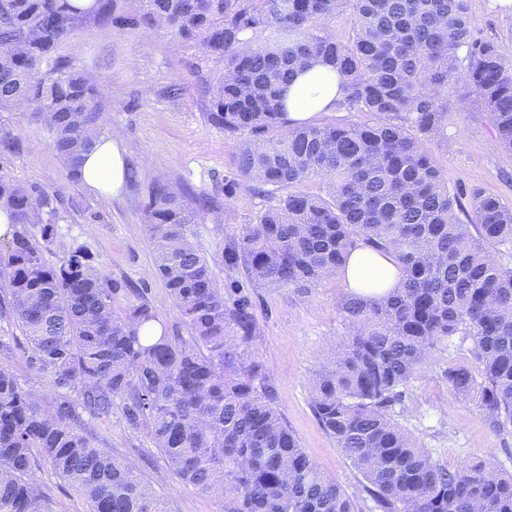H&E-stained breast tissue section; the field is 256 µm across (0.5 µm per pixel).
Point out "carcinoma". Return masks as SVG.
Here are the masks:
<instances>
[{
    "instance_id": "cac0c4a2",
    "label": "carcinoma",
    "mask_w": 512,
    "mask_h": 512,
    "mask_svg": "<svg viewBox=\"0 0 512 512\" xmlns=\"http://www.w3.org/2000/svg\"><path fill=\"white\" fill-rule=\"evenodd\" d=\"M354 19L348 35L328 24ZM87 19L104 28H163L223 65L197 71L208 121L237 137V181L268 200L239 244L221 251L269 288L308 292L340 273L358 243L393 249L397 287L337 307L350 326L311 382L320 425L363 479L377 512H512V474L489 461L453 470L395 422L389 408L453 339L471 340L480 368L443 370L499 430L512 428V205L472 193L473 218L429 144L449 105L479 103L498 146L512 151V61L476 37L468 0H0V111L23 104L47 132L70 179L106 120L85 69L57 55ZM332 64L342 97L330 119L288 132L284 87L313 63ZM319 179L318 191L305 189ZM58 194L0 175V209L17 226L0 248V317L25 333L28 360L50 389H24L0 365V512H54L36 471L47 465L88 512H171L151 482L95 445L85 419L119 414L161 454L164 475L224 512H354L336 480L312 462L275 406L274 386L250 348L259 327L248 297L216 282L195 240L199 195L184 203L156 180L146 232L167 295L187 329L168 327L136 288L120 311L118 285L72 248L47 264L35 232L52 237Z\"/></svg>"
}]
</instances>
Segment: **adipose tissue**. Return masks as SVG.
<instances>
[{
    "instance_id": "adipose-tissue-1",
    "label": "adipose tissue",
    "mask_w": 512,
    "mask_h": 512,
    "mask_svg": "<svg viewBox=\"0 0 512 512\" xmlns=\"http://www.w3.org/2000/svg\"><path fill=\"white\" fill-rule=\"evenodd\" d=\"M340 96L335 69L323 63L313 64L306 72L295 75L286 89L287 117L313 122L320 113L331 111ZM126 176V149L118 136L99 137L95 151L78 173L79 181L88 190L112 197L121 192ZM342 277L352 292L376 298L395 287L400 271L390 254L361 244L352 251Z\"/></svg>"
}]
</instances>
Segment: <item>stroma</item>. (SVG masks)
I'll list each match as a JSON object with an SVG mask.
<instances>
[{
  "label": "stroma",
  "mask_w": 512,
  "mask_h": 512,
  "mask_svg": "<svg viewBox=\"0 0 512 512\" xmlns=\"http://www.w3.org/2000/svg\"><path fill=\"white\" fill-rule=\"evenodd\" d=\"M470 13L479 33L496 38L502 55L511 61L512 13L491 8L490 0H470ZM58 54L87 70L100 92L105 132L123 138L136 180L125 183L115 197L88 191L69 178L47 133L27 110L0 112V141L16 144L14 151L0 150V174L38 191L58 193L53 242L42 250L47 263H58L70 248L85 247L120 288L115 309L126 306L123 290L131 285L142 289L165 320L176 323L144 229L151 183L162 174L187 195L205 193L213 199L212 211L195 226L201 248L213 260L236 242L244 225L256 223L267 202L245 183L232 197L224 195L235 139L206 118L209 102L195 86V70L203 59L194 44H175L160 29H108L87 20ZM444 135V142L431 150L449 186L512 203V151L494 147L486 112L477 106L451 110ZM212 269L219 283L239 286L249 297L260 331L252 351L267 366L276 405L302 448L350 496L356 512H372L361 476L319 425L310 405L313 374L348 334L337 307L347 292L342 278L302 293L268 288L240 266L229 268L214 260ZM26 347L21 330L0 318V365H11L24 388L44 389L45 379L29 363ZM469 348L466 341L449 347L410 383L404 402L394 405L390 414L448 468L487 460L512 473V430H496L474 402L453 396L443 375L448 363L470 362ZM86 432L98 447L111 449L151 479L172 512H224L223 498L159 480L165 468L162 458L147 439L127 429L120 416L106 426L87 422Z\"/></svg>",
  "instance_id": "1"
}]
</instances>
